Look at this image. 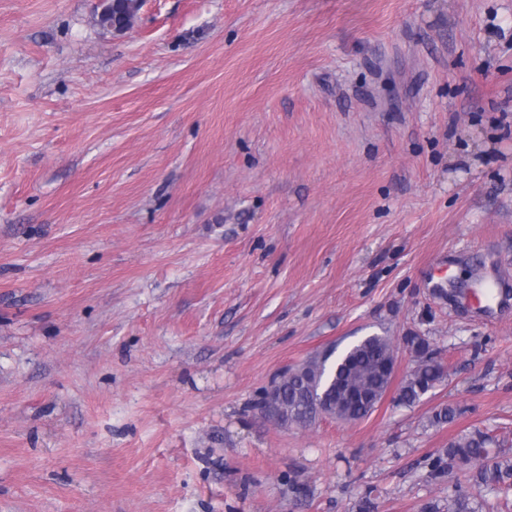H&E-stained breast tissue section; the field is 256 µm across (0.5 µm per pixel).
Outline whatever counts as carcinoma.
<instances>
[{"label":"carcinoma","mask_w":512,"mask_h":512,"mask_svg":"<svg viewBox=\"0 0 512 512\" xmlns=\"http://www.w3.org/2000/svg\"><path fill=\"white\" fill-rule=\"evenodd\" d=\"M140 8V0H113L99 16L97 23L104 29L114 25L131 27ZM407 346L415 354L416 366L400 384L401 404L412 406L445 377L444 365L436 359L426 339L421 336L406 337ZM395 352L392 340L387 336H368L349 347L336 362L339 375H348V382L359 388H375L383 391L389 385L381 368L387 357ZM334 350L307 358L292 367V373L282 382L283 402L288 420L299 421L314 412L309 398L308 385L315 372L329 379L334 378L335 368L327 367ZM488 436L476 429L458 435L448 442V448L432 462L433 473L440 475L454 469L472 472L474 484L486 493H502L512 489V460L507 456L488 457Z\"/></svg>","instance_id":"obj_1"}]
</instances>
